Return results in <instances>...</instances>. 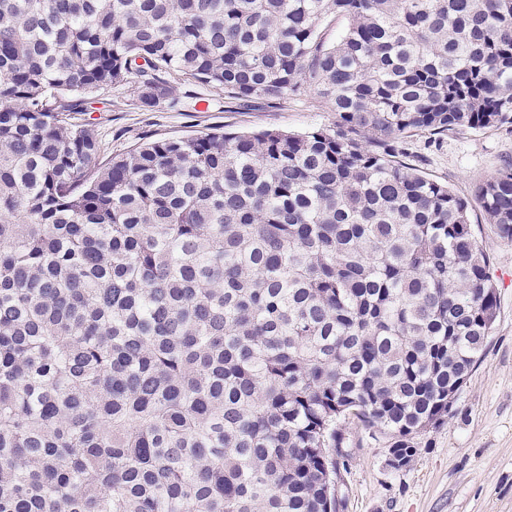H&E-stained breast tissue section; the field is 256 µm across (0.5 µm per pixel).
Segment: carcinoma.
Returning a JSON list of instances; mask_svg holds the SVG:
<instances>
[{
	"instance_id": "obj_1",
	"label": "carcinoma",
	"mask_w": 512,
	"mask_h": 512,
	"mask_svg": "<svg viewBox=\"0 0 512 512\" xmlns=\"http://www.w3.org/2000/svg\"><path fill=\"white\" fill-rule=\"evenodd\" d=\"M128 83L336 124L106 160L72 114ZM506 124L512 0H0V512H337L351 417L414 457L498 299L399 154ZM474 197L512 242V168Z\"/></svg>"
}]
</instances>
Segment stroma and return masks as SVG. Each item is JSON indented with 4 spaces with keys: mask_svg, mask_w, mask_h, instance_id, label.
I'll use <instances>...</instances> for the list:
<instances>
[{
    "mask_svg": "<svg viewBox=\"0 0 512 512\" xmlns=\"http://www.w3.org/2000/svg\"><path fill=\"white\" fill-rule=\"evenodd\" d=\"M200 94L192 112H145L131 91L109 89L102 92L99 109L86 118L98 126L111 154L163 137L267 128L302 133L336 122L335 112L312 92L248 108L208 87ZM403 159L471 199L470 224L490 257L498 316L451 414L415 437L417 453L406 467L394 470L386 464L391 435L355 420L344 424L338 512H512V243L486 223L472 200L476 185L512 164V126L439 139L423 134L407 142Z\"/></svg>",
    "mask_w": 512,
    "mask_h": 512,
    "instance_id": "stroma-1",
    "label": "stroma"
}]
</instances>
